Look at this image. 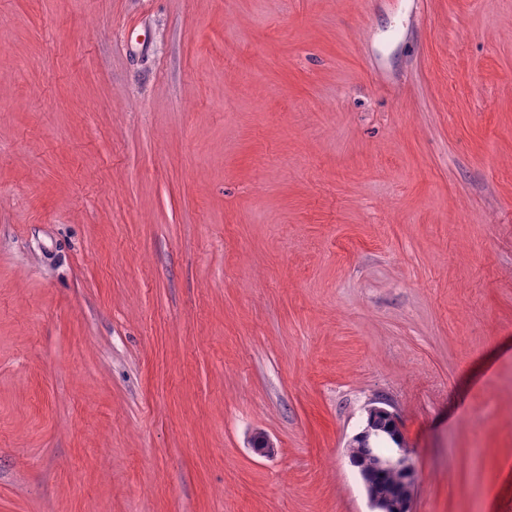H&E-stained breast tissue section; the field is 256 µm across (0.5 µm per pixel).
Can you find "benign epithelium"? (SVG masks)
Segmentation results:
<instances>
[{
	"mask_svg": "<svg viewBox=\"0 0 512 512\" xmlns=\"http://www.w3.org/2000/svg\"><path fill=\"white\" fill-rule=\"evenodd\" d=\"M367 418L369 422L353 437L349 446L361 449L364 455L372 458L371 469L362 467L359 471L372 512H411L410 489L416 484L417 473L398 420L394 412L386 408L385 401L381 399H375L370 403L367 408ZM381 431L396 440V447L392 449L390 455L385 457L374 454L373 444H371V438L379 436ZM389 472L399 474L405 487L399 505L391 511L388 510L385 499L371 490L372 481Z\"/></svg>",
	"mask_w": 512,
	"mask_h": 512,
	"instance_id": "1",
	"label": "benign epithelium"
}]
</instances>
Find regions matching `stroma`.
Returning <instances> with one entry per match:
<instances>
[{
    "label": "stroma",
    "instance_id": "1",
    "mask_svg": "<svg viewBox=\"0 0 512 512\" xmlns=\"http://www.w3.org/2000/svg\"><path fill=\"white\" fill-rule=\"evenodd\" d=\"M374 398L512 512V0H0V512H371Z\"/></svg>",
    "mask_w": 512,
    "mask_h": 512
}]
</instances>
